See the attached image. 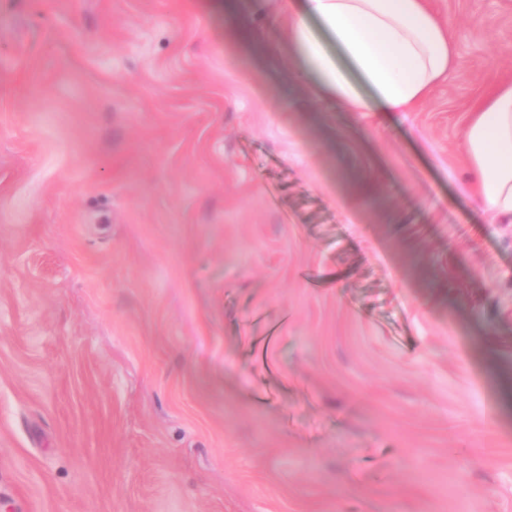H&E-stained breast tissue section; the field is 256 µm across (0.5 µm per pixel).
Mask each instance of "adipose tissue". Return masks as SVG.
<instances>
[{
  "label": "adipose tissue",
  "instance_id": "ef3b65f1",
  "mask_svg": "<svg viewBox=\"0 0 512 512\" xmlns=\"http://www.w3.org/2000/svg\"><path fill=\"white\" fill-rule=\"evenodd\" d=\"M322 92L356 112H408L459 65L446 23L428 0H274ZM320 29H312L308 18ZM328 33L344 55L329 54ZM475 205L512 222V84L474 106L463 135Z\"/></svg>",
  "mask_w": 512,
  "mask_h": 512
}]
</instances>
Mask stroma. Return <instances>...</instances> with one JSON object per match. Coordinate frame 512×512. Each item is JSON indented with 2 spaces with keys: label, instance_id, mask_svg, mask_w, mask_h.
I'll list each match as a JSON object with an SVG mask.
<instances>
[{
  "label": "stroma",
  "instance_id": "1",
  "mask_svg": "<svg viewBox=\"0 0 512 512\" xmlns=\"http://www.w3.org/2000/svg\"><path fill=\"white\" fill-rule=\"evenodd\" d=\"M222 2L0 0V512H512V0L387 116ZM475 205L512 222V84L474 106L463 135Z\"/></svg>",
  "mask_w": 512,
  "mask_h": 512
}]
</instances>
